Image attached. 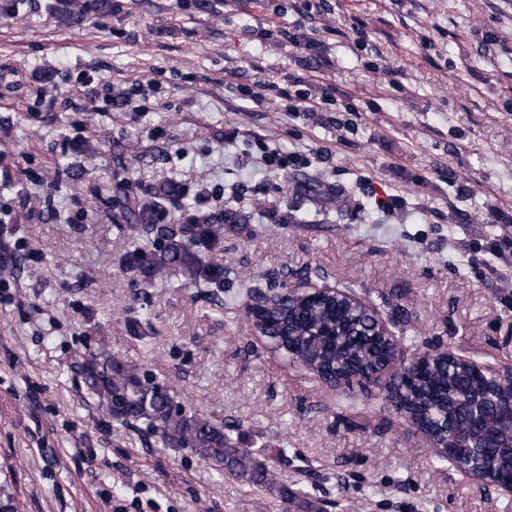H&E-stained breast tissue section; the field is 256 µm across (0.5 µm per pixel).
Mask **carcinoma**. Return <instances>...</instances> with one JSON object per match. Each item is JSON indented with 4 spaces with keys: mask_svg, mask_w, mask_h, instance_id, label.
Returning a JSON list of instances; mask_svg holds the SVG:
<instances>
[{
    "mask_svg": "<svg viewBox=\"0 0 512 512\" xmlns=\"http://www.w3.org/2000/svg\"><path fill=\"white\" fill-rule=\"evenodd\" d=\"M164 200L163 196L155 198L140 211L129 212L126 223L116 225L130 238L125 269L181 288H197L221 301L230 269L208 262L203 252L224 239V225L207 221L170 228L141 223L145 214L162 211ZM248 314L256 331L271 339L275 348L326 381L371 375L393 349L370 309L343 295L297 294ZM85 380L91 394L108 407L112 420L121 427L156 434L169 448H191L231 476L288 495L265 462L249 449L233 446L224 423L183 409L175 401L173 388L156 382L138 364L101 353L85 367ZM478 396L488 400L483 429L509 440L512 426L496 406L508 394L467 361H451L443 352L425 351L416 370L398 377L397 400L410 421L441 441H453L465 425L468 404ZM454 461L459 467L499 476L512 470L511 462L491 457L483 448H458Z\"/></svg>",
    "mask_w": 512,
    "mask_h": 512,
    "instance_id": "cac0c4a2",
    "label": "carcinoma"
}]
</instances>
